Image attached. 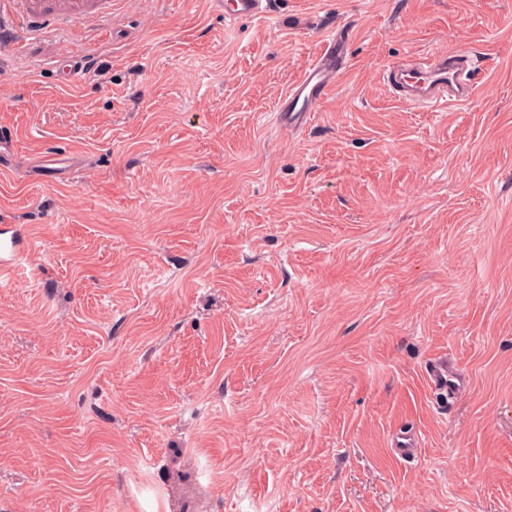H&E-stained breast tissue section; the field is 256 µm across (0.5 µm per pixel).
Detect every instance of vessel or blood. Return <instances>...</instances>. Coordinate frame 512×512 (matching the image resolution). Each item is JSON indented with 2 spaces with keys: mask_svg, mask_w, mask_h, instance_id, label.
I'll list each match as a JSON object with an SVG mask.
<instances>
[{
  "mask_svg": "<svg viewBox=\"0 0 512 512\" xmlns=\"http://www.w3.org/2000/svg\"><path fill=\"white\" fill-rule=\"evenodd\" d=\"M225 20L263 16L268 0H211ZM112 14V0H0V22L16 21L31 34L49 30L69 32L80 21H101ZM349 36L333 33L294 80L273 108L277 126L291 129L303 126L311 113L319 111L339 77L348 67ZM472 65L467 51H437L417 58H405L390 65L384 77L400 99L414 105L456 110L469 103L476 84L466 78ZM435 392L449 396L459 387L451 381L453 370L447 360L435 358L426 367Z\"/></svg>",
  "mask_w": 512,
  "mask_h": 512,
  "instance_id": "obj_1",
  "label": "vessel or blood"
}]
</instances>
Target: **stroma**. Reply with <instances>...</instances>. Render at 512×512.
I'll list each match as a JSON object with an SVG mask.
<instances>
[{
    "label": "stroma",
    "instance_id": "35a3bbf8",
    "mask_svg": "<svg viewBox=\"0 0 512 512\" xmlns=\"http://www.w3.org/2000/svg\"><path fill=\"white\" fill-rule=\"evenodd\" d=\"M270 2L0 41V512H512V0ZM339 30L334 94L272 126ZM457 49L467 108L383 79ZM230 7H224L223 0H210L214 9L224 15L225 21L239 18L261 17L267 12L268 0H232ZM426 373L433 390L443 395L447 403L448 396L457 393L461 387L460 380L455 376L454 371L448 365V360L446 359H431L426 366ZM449 377H456L458 383L452 385V381ZM393 454L405 461L414 460L417 454L418 437L414 432L403 431L396 437Z\"/></svg>",
    "mask_w": 512,
    "mask_h": 512
}]
</instances>
